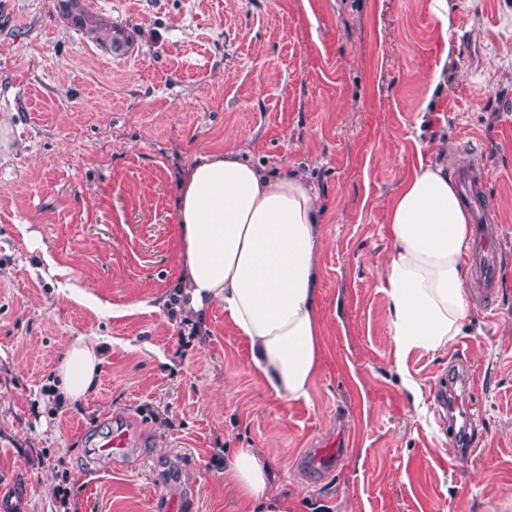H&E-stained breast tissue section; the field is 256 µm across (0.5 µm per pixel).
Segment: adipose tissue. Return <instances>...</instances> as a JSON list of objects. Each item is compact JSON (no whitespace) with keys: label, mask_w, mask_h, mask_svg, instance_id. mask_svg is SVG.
Returning a JSON list of instances; mask_svg holds the SVG:
<instances>
[{"label":"adipose tissue","mask_w":512,"mask_h":512,"mask_svg":"<svg viewBox=\"0 0 512 512\" xmlns=\"http://www.w3.org/2000/svg\"><path fill=\"white\" fill-rule=\"evenodd\" d=\"M324 209L300 173L264 169L227 148L205 154L179 184L180 286L199 313L219 304L250 345L251 362L275 395L308 399L324 354L317 302ZM393 251L380 271L388 296L397 363L415 351L448 348L468 315V253L473 229L443 161L422 159L388 211ZM102 351L77 337L57 371L60 405L94 384ZM244 512H289L272 490L268 459L251 448L224 460Z\"/></svg>","instance_id":"ef3b65f1"}]
</instances>
